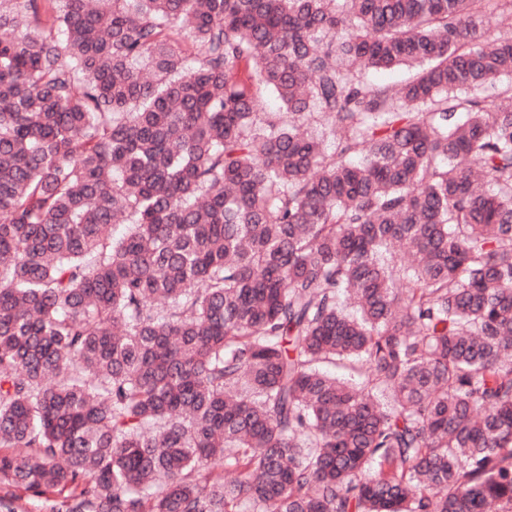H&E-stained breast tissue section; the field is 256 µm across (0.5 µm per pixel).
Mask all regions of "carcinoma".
<instances>
[{"mask_svg": "<svg viewBox=\"0 0 512 512\" xmlns=\"http://www.w3.org/2000/svg\"><path fill=\"white\" fill-rule=\"evenodd\" d=\"M507 14L0 0V481L50 512H512Z\"/></svg>", "mask_w": 512, "mask_h": 512, "instance_id": "obj_1", "label": "carcinoma"}]
</instances>
